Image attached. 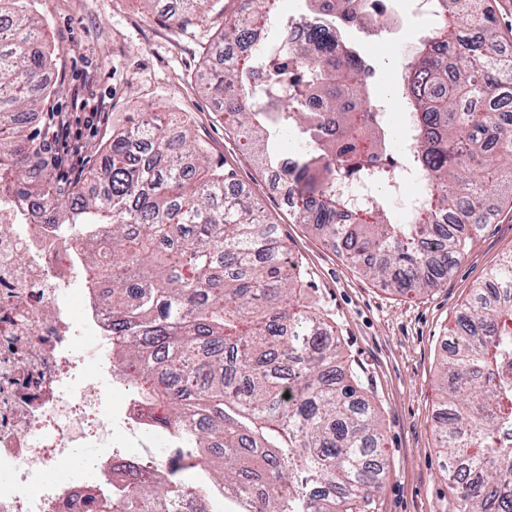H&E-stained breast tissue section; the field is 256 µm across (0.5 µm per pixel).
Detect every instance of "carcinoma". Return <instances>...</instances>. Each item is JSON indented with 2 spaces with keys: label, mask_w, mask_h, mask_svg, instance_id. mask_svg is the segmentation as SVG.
I'll use <instances>...</instances> for the list:
<instances>
[{
  "label": "carcinoma",
  "mask_w": 512,
  "mask_h": 512,
  "mask_svg": "<svg viewBox=\"0 0 512 512\" xmlns=\"http://www.w3.org/2000/svg\"><path fill=\"white\" fill-rule=\"evenodd\" d=\"M485 0H437L448 24L422 40L404 93L418 137L390 155L388 128L359 114L371 105L356 53H336L327 21L312 12L306 34L284 29L278 55L265 50L256 16L266 0H242L223 40L246 52L238 98L224 113L243 152L280 171L298 223L344 249L365 275L401 294L444 283L486 206L512 199V57L500 50ZM0 180L12 184L29 224L75 229L91 295L112 312L115 377L134 390L143 427L178 455L151 482L114 494L90 491L93 512H180L186 500L211 512L217 491L236 512H367L390 478L375 409L338 373L331 325L300 303L284 268L285 245L233 173L169 112H142L112 131L105 165L62 186L59 159L41 129L16 120L41 111L48 53L26 0H0ZM278 78L271 110L257 108L258 68ZM204 92L224 94V69ZM322 109L309 110L307 91ZM292 130L301 149L279 154L266 127ZM387 162L368 170L387 184L403 167L427 174L421 207L396 224L386 197L353 207L337 186L362 167L359 143ZM453 219L441 223L443 216ZM460 313L443 360L445 409L439 448L448 457L456 512H512V254ZM211 472L215 487L182 473Z\"/></svg>",
  "instance_id": "cac0c4a2"
}]
</instances>
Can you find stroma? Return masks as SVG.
Masks as SVG:
<instances>
[{
    "instance_id": "35a3bbf8",
    "label": "stroma",
    "mask_w": 512,
    "mask_h": 512,
    "mask_svg": "<svg viewBox=\"0 0 512 512\" xmlns=\"http://www.w3.org/2000/svg\"><path fill=\"white\" fill-rule=\"evenodd\" d=\"M240 6V0H216L209 11L180 23L163 0H33L50 52L43 82L56 95L54 115L36 113L29 120L64 128L51 147L77 172L103 166L101 144L137 113L160 108L175 114L205 146L211 165L234 172L237 186L277 226L289 256L302 267L303 304L328 314L347 367L378 411L392 472L373 512H454L436 434L444 344L489 270L512 253V203L490 206L486 224L446 283L424 295L411 299L365 276L298 223L258 162L241 151L218 100L199 90L204 63ZM396 10L402 30L391 43L367 44L357 26L343 33L360 54L372 57L374 99L390 113L394 129L405 119L382 94L394 76L390 61L440 24L434 16L411 15L409 0H398Z\"/></svg>"
}]
</instances>
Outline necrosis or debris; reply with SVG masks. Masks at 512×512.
Masks as SVG:
<instances>
[{
  "label": "necrosis or debris",
  "mask_w": 512,
  "mask_h": 512,
  "mask_svg": "<svg viewBox=\"0 0 512 512\" xmlns=\"http://www.w3.org/2000/svg\"><path fill=\"white\" fill-rule=\"evenodd\" d=\"M82 298L74 307L66 291ZM102 300L84 287L78 245L57 227L26 223L11 190L0 186V512H91L87 492L119 490L148 477L150 463L109 447L106 393L89 373L111 377L110 354L87 365L86 337L109 346ZM106 444L89 467L67 468L76 448Z\"/></svg>",
  "instance_id": "4bbe7bcc"
}]
</instances>
